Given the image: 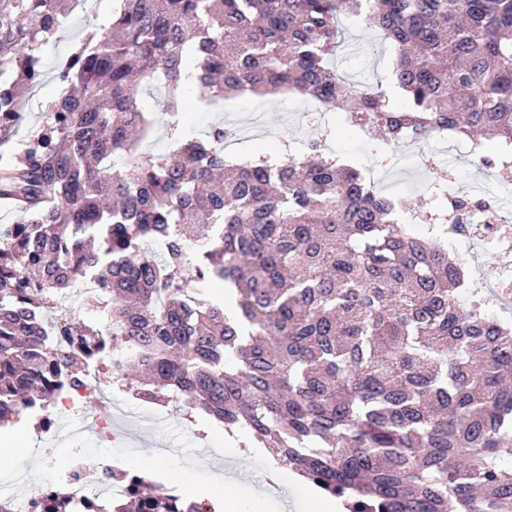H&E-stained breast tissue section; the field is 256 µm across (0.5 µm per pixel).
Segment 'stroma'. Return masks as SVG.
<instances>
[{
    "label": "stroma",
    "mask_w": 512,
    "mask_h": 512,
    "mask_svg": "<svg viewBox=\"0 0 512 512\" xmlns=\"http://www.w3.org/2000/svg\"><path fill=\"white\" fill-rule=\"evenodd\" d=\"M118 7L117 0H84L71 13L60 37L43 47V77L27 97L26 128L38 125L46 103L58 95L56 69L71 54L74 43L111 19ZM338 25L343 33V44L331 61L337 74L357 88L379 86L390 97H398L393 80L394 46L370 29L364 18L343 14ZM312 109L311 100L299 94L238 96L225 99L221 106L214 108L190 103L181 114L180 124L187 137L198 136L217 122L242 128V136L228 145L227 152L247 160L260 151L271 153L285 145L297 146L316 138L317 132L308 117ZM327 148L371 176L380 193L407 199L421 194L428 204L443 208L447 200L441 194V185L451 176L456 180L459 193H470L478 187L491 194L494 200L489 211L491 219L512 215V181L503 180L493 167L492 161L498 154L493 143L483 142L476 149L468 140L436 136L424 146L425 154L433 157L434 162L421 167L410 166L409 148L388 145L378 133L372 140L362 141L343 130L328 140ZM384 148L390 150L391 162L380 167L375 154ZM476 150L484 156V163L473 162L472 153ZM84 403L116 431V439L102 440L95 427L81 428L79 419L64 414L56 421L53 463L49 466L45 465L39 451L41 443L34 419H25L24 432L18 439L19 447L28 449L35 468L43 471L47 482L60 490L66 489L65 477L70 470L87 466L93 460L106 459L115 463L134 459L157 462L161 483L169 488L184 489L185 474L181 465L201 457L204 447L200 432L205 429L214 435L219 432L218 426L209 427L202 419L188 418L173 404L153 406L117 392L106 397L97 390L89 391ZM220 448V455L210 458L209 463L224 472L225 497L235 499L247 491L253 496H262V479L273 461V450L263 448L248 454L239 449L236 440L229 438L221 442Z\"/></svg>",
    "instance_id": "1"
}]
</instances>
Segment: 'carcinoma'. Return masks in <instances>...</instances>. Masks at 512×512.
Segmentation results:
<instances>
[{"label": "carcinoma", "mask_w": 512, "mask_h": 512, "mask_svg": "<svg viewBox=\"0 0 512 512\" xmlns=\"http://www.w3.org/2000/svg\"><path fill=\"white\" fill-rule=\"evenodd\" d=\"M80 0H0V147L40 50ZM397 50L403 101L329 67L338 17ZM61 91L0 165V427L51 394L103 385L176 401L348 512H512V321L460 307L466 262L394 223V201L319 140L230 166V127L182 135L191 98L274 88L399 144L441 126L512 148V0H120L60 65ZM159 95L174 149L140 152ZM164 250L157 253L153 246ZM236 293L224 311L212 286ZM74 296L106 322L65 309ZM90 512H213L108 472Z\"/></svg>", "instance_id": "obj_1"}]
</instances>
